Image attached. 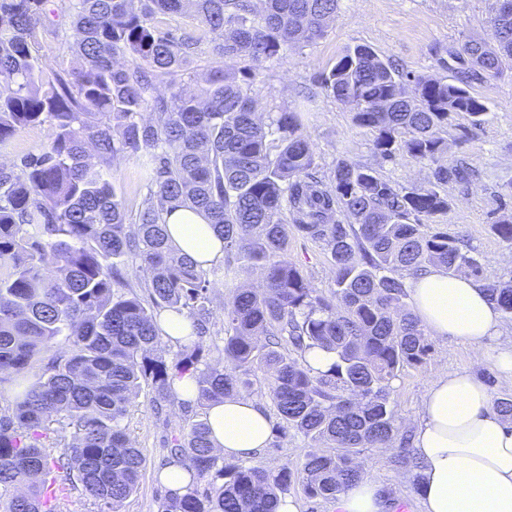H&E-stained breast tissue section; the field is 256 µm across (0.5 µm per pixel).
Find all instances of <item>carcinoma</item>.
I'll return each instance as SVG.
<instances>
[{
  "instance_id": "cac0c4a2",
  "label": "carcinoma",
  "mask_w": 512,
  "mask_h": 512,
  "mask_svg": "<svg viewBox=\"0 0 512 512\" xmlns=\"http://www.w3.org/2000/svg\"><path fill=\"white\" fill-rule=\"evenodd\" d=\"M48 2L0 0V144L29 126L48 127L40 153L0 164V374H10L0 384L13 391L0 414V489L36 480L0 512H58L63 496L47 501L40 481L47 472L81 487L99 512H119L145 463L123 425L130 395L149 380L170 398L173 375L186 372L195 374L196 403L208 406L250 395L262 371L280 419L275 432L292 429L335 452L309 451L276 472L226 466L208 422L195 421L170 448L190 460V485L167 491L159 512H276L298 477L308 498L336 499L361 478L363 449L398 440L392 382L432 351L400 274L432 266L483 275L472 250L428 221L448 212V184L470 177L463 163L444 161L440 131L453 113L483 121L487 107L468 82L477 73L498 78L512 61V10L502 13L495 0L489 38L435 50L441 66L457 70L455 83L415 75L407 88L392 62L362 45L320 74L326 94L375 132L380 160L402 149L432 166L426 186L398 190L376 169L346 160L324 182L298 113L271 112L264 121L254 112L259 68L322 38L340 0H67L75 59L59 70L37 55L41 31L59 30ZM188 11L212 34L213 57L245 62L237 71L212 67L200 95L185 83L199 42L156 23ZM175 76L168 94L157 93V80ZM147 111L150 122L141 119ZM89 145L107 166L140 159L150 201L136 235L111 180L87 162ZM181 207L215 225L235 260L265 273L263 287L235 289L224 308L222 369H200L211 319L207 271L169 244L163 219ZM286 215L330 254L331 296L285 257ZM492 229L512 244V215ZM130 261L150 274L149 305L114 290ZM487 290L512 317V276ZM158 308L185 310L191 320L192 340L171 365L151 356L160 344ZM60 337L67 348H56ZM284 343L300 357L280 351ZM315 348L334 355L325 372L303 360Z\"/></svg>"
}]
</instances>
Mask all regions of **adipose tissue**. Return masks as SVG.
Here are the masks:
<instances>
[{"label":"adipose tissue","instance_id":"adipose-tissue-1","mask_svg":"<svg viewBox=\"0 0 512 512\" xmlns=\"http://www.w3.org/2000/svg\"><path fill=\"white\" fill-rule=\"evenodd\" d=\"M169 242L202 266L223 254V242L203 215L180 208L166 214ZM413 312L429 332L478 346L503 384L512 385V344L492 350L486 339L502 334L503 319L488 299L485 283L427 268L408 283ZM207 420L214 447L225 463L254 457L270 438V418L250 398L210 405ZM419 461L420 512H512V422L495 406L488 386L474 372H441L422 404L412 438ZM340 512H387L370 478H361L338 498Z\"/></svg>","mask_w":512,"mask_h":512}]
</instances>
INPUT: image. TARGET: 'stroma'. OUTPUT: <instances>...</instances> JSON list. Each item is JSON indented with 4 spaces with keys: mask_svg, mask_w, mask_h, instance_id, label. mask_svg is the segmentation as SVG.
<instances>
[{
    "mask_svg": "<svg viewBox=\"0 0 512 512\" xmlns=\"http://www.w3.org/2000/svg\"><path fill=\"white\" fill-rule=\"evenodd\" d=\"M493 0H340V7L326 35L315 42L288 49L282 58L260 70L252 86V96L260 115L288 109L298 112L308 135L318 171L330 179L338 161L347 160L375 168L380 177L401 189L426 185L428 164L405 152L389 162H381L373 152L374 133L357 126L348 106L326 96L318 83L347 48L365 45L384 60L392 61L400 72L430 75L453 80L451 70L436 62L437 44L460 46L469 38L488 37ZM470 92L487 106L481 125H473L467 114L453 115L442 136L448 145L447 157L461 159L476 169L467 184L447 188L449 209L438 218L449 234L459 237L479 256L484 277L494 281L512 273V245L493 232V212L505 206L512 214V77L493 79L477 76ZM117 192L136 231L135 219L147 205L148 191L139 161L123 157L109 168ZM289 259L297 263L305 278L322 294H329L335 269L320 243L296 231L288 233ZM212 325L201 347L204 362L213 367L224 364V308L231 300L235 284L259 288L262 270L242 273L237 282L224 281L222 274L209 273ZM433 352L426 365L402 370L393 381L392 401L402 431L413 432L421 417L423 398L438 370L470 369L487 379L494 397H512V387L502 385L493 365L475 360L473 345L453 338L432 337ZM199 406L187 407L179 401H159L150 384H143L130 403L124 425L132 443L140 448L145 466L136 494L128 498L121 512H159L165 488L156 479L168 459L169 448L179 428L203 419ZM329 452L328 444H313L292 433L280 439L278 447H266L255 463L275 471L287 463H298L308 451ZM399 447L367 448L359 457L365 477L377 482L393 502H405L409 512H419L417 478H402L397 463Z\"/></svg>",
    "mask_w": 512,
    "mask_h": 512,
    "instance_id": "stroma-1",
    "label": "stroma"
}]
</instances>
